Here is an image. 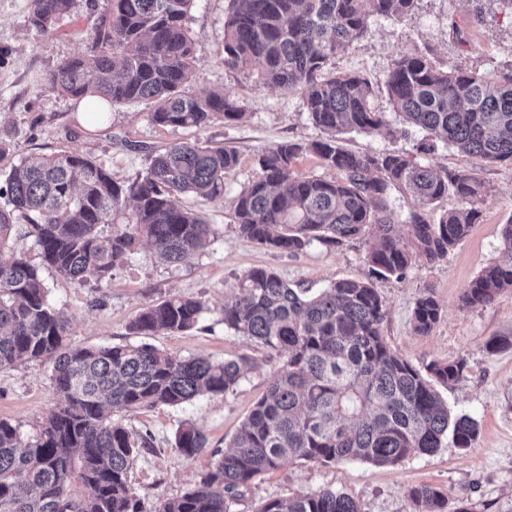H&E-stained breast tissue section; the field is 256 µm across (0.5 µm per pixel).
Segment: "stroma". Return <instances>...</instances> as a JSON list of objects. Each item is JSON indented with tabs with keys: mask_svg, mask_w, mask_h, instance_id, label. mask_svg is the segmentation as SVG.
<instances>
[{
	"mask_svg": "<svg viewBox=\"0 0 512 512\" xmlns=\"http://www.w3.org/2000/svg\"><path fill=\"white\" fill-rule=\"evenodd\" d=\"M109 0H78L76 9L47 30L29 25L30 0H0V137L12 144L9 162L31 155L76 150L109 168L114 179L129 182L144 173L148 156L176 140L209 142L236 150L238 165L224 176V195L182 197L185 208L201 213L217 237L205 253L176 266L158 262L149 247L139 248L111 279L98 288H81L46 268L42 276L51 300L68 317V340L75 346L138 344L129 322L147 304L179 294L201 299L205 312L189 331L160 333L149 344L183 357L224 361L249 357L247 378L220 397H201L176 407L136 409L121 414L127 427L150 433L152 445L139 449L128 482L143 512H155L166 500L182 496L211 466V453L238 433L281 365L280 357L236 335L224 325V303L240 277L263 266L294 288L318 289L331 282L367 276L364 240L326 247L314 245L288 255L240 237L231 200L261 175L257 153L285 141H314L323 132L308 118L300 101L262 85L256 70L225 69L224 21L229 0H194L188 26L194 38L196 67L190 87L201 91L229 88L239 97L246 118L235 125L214 122L204 130L153 124L145 104L114 107L106 124L88 123L72 99L49 89L48 75L64 60L82 53L92 20L108 10ZM472 0H417L394 23L369 20V36L331 59V73H358L379 83L400 52L428 55L441 69L487 73L512 63V12L498 0H484L482 17L473 20ZM436 169H472L488 192L479 221L468 237L438 264L417 261L403 279L375 280L386 307L382 334L390 347L418 369L433 361L464 362V377L439 393L451 412L479 423L476 444L460 449L448 444L435 454L412 456L395 466L359 460L335 464L288 463L255 478L230 512H258L271 498L296 497L330 488L347 493L361 512H416L408 487L427 484L449 503L466 499L477 512H507L512 507V350L489 353L487 341L512 336V292L490 305L466 309L460 297L477 272L498 254L502 227L512 218V160L487 164L438 147L425 155ZM433 291L442 317L430 334L411 330L417 299ZM52 360L18 363L0 369V419L33 434L57 398L50 376ZM203 430L210 448L192 457L173 446L184 423Z\"/></svg>",
	"mask_w": 512,
	"mask_h": 512,
	"instance_id": "35a3bbf8",
	"label": "stroma"
}]
</instances>
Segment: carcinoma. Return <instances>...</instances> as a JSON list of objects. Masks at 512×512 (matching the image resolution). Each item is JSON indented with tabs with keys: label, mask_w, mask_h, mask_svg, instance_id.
Returning <instances> with one entry per match:
<instances>
[{
	"label": "carcinoma",
	"mask_w": 512,
	"mask_h": 512,
	"mask_svg": "<svg viewBox=\"0 0 512 512\" xmlns=\"http://www.w3.org/2000/svg\"><path fill=\"white\" fill-rule=\"evenodd\" d=\"M415 2L230 0L224 67L259 66L262 84L299 97L326 133L262 149L261 176L232 200L239 234L291 255L314 242L367 236L369 277L314 292L292 288L264 267L242 276L224 303V325L284 356L282 366L240 433L213 452L211 470L156 512H230L239 489L289 462L394 466L433 454L448 439L462 449L477 441V421L451 413L435 389L460 382L465 364L433 362L423 372L394 351L382 335L386 311L371 278H401L419 259L446 260L479 218L485 183L473 170L437 171L400 151H348L341 137L375 131L407 138L419 129L429 141L425 151L443 145L488 163L512 160V66L491 75L442 71L423 54L402 52L376 86L357 73L324 75L330 59L367 37L369 17L397 23ZM192 3L110 0L91 24L90 45L50 73L48 87L85 101L99 123L108 107L143 101L152 104L150 121L162 127L201 130L218 119L242 121L246 112L232 90H190ZM75 5L31 0L29 22L48 29ZM381 91L405 127L393 128L374 106ZM308 153L336 176L296 174V160ZM237 164V153L222 146L179 141L129 183L77 151L24 159L0 179V368L51 359L58 397L31 436L0 419V512H141L128 470L138 449L151 447V436L114 414L222 396L251 369L247 357L217 362L146 344L69 345L68 319L49 300L40 267L24 256H3L14 226L25 221L43 265L80 287L112 277L144 242L176 265L204 251L215 235L200 214L179 204L180 196H223L224 173ZM398 193L411 206L396 214ZM446 196L456 206L436 219L433 206ZM128 209V221L114 223ZM103 224L112 230L103 233ZM511 290L512 219L503 225L498 256L465 289L462 307L489 305ZM204 310L200 299L171 296L145 306L128 330L133 336L188 331ZM441 316L429 291L416 301L412 330L427 335ZM174 445L191 457L208 448V439L188 423ZM407 494L423 512H447L448 498L431 485L411 486ZM258 512L360 510L348 494L327 488L269 499Z\"/></svg>",
	"instance_id": "1"
}]
</instances>
